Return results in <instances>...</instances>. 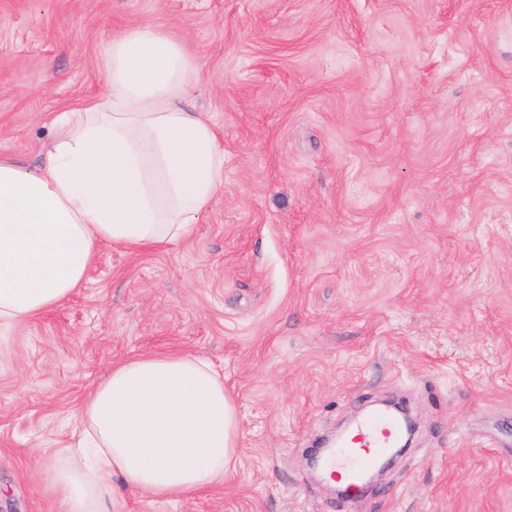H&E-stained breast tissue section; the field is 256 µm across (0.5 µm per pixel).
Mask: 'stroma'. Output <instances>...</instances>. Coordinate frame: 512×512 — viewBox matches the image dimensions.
Returning <instances> with one entry per match:
<instances>
[{
	"label": "stroma",
	"instance_id": "obj_1",
	"mask_svg": "<svg viewBox=\"0 0 512 512\" xmlns=\"http://www.w3.org/2000/svg\"><path fill=\"white\" fill-rule=\"evenodd\" d=\"M135 25L192 56L224 187L191 237L101 247L0 337V512H54L40 449L147 352L223 373L237 458L112 512H512V0H0V157L36 164ZM379 400L416 434L353 504L308 456Z\"/></svg>",
	"mask_w": 512,
	"mask_h": 512
}]
</instances>
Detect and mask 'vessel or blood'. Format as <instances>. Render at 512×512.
Returning a JSON list of instances; mask_svg holds the SVG:
<instances>
[{"mask_svg": "<svg viewBox=\"0 0 512 512\" xmlns=\"http://www.w3.org/2000/svg\"><path fill=\"white\" fill-rule=\"evenodd\" d=\"M401 430L398 421L377 410L357 423L342 447L329 450L324 459L327 477L341 485L348 501L362 497L364 473L376 465Z\"/></svg>", "mask_w": 512, "mask_h": 512, "instance_id": "obj_1", "label": "vessel or blood"}]
</instances>
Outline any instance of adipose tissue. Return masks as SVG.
I'll list each match as a JSON object with an SVG mask.
<instances>
[{
    "instance_id": "adipose-tissue-1",
    "label": "adipose tissue",
    "mask_w": 512,
    "mask_h": 512,
    "mask_svg": "<svg viewBox=\"0 0 512 512\" xmlns=\"http://www.w3.org/2000/svg\"><path fill=\"white\" fill-rule=\"evenodd\" d=\"M104 94L59 113L40 164L0 158V327L55 308L102 246L166 249L189 238L224 184L216 125L188 103L192 61L153 27L113 34ZM76 446L47 454L60 512H111L112 482L170 501L219 486L239 430L205 359L144 354L113 365L78 408Z\"/></svg>"
}]
</instances>
